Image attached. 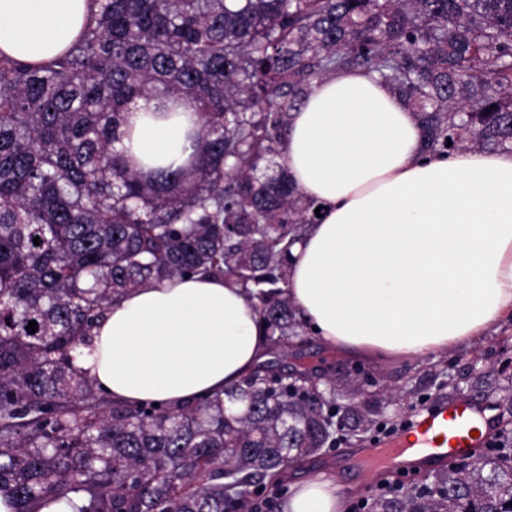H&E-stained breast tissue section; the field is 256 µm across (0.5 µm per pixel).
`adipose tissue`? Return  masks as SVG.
<instances>
[{"instance_id": "obj_1", "label": "adipose tissue", "mask_w": 512, "mask_h": 512, "mask_svg": "<svg viewBox=\"0 0 512 512\" xmlns=\"http://www.w3.org/2000/svg\"><path fill=\"white\" fill-rule=\"evenodd\" d=\"M90 0H0V54L50 61L90 16ZM130 105L122 147L136 170L184 164L198 115L179 99ZM401 97L351 67L313 82L282 153L321 216L293 246L288 295L329 352L408 361L484 335L512 317V153L427 152ZM81 367L130 405L181 406L224 392L272 360L254 305L229 279L185 275L134 289L92 331ZM334 480L291 486L282 512H341Z\"/></svg>"}]
</instances>
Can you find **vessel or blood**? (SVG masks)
<instances>
[{
    "mask_svg": "<svg viewBox=\"0 0 512 512\" xmlns=\"http://www.w3.org/2000/svg\"><path fill=\"white\" fill-rule=\"evenodd\" d=\"M483 423V433H474L475 423ZM497 433V418L487 404L465 396H452L420 409L410 429L368 449V458L391 468L424 464L436 459H467L474 449L488 447Z\"/></svg>",
    "mask_w": 512,
    "mask_h": 512,
    "instance_id": "b4317fda",
    "label": "vessel or blood"
}]
</instances>
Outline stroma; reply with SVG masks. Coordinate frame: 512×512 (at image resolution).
<instances>
[{"mask_svg":"<svg viewBox=\"0 0 512 512\" xmlns=\"http://www.w3.org/2000/svg\"><path fill=\"white\" fill-rule=\"evenodd\" d=\"M308 365L357 371L376 385H384L397 394V402L387 409L392 422L380 432H370L348 439L330 451L288 467L286 484L318 473L343 485L346 512H357L358 503L379 492L383 483L420 480L424 471L441 469V462L429 464L427 470L402 472L381 468L355 471L348 463L358 450L371 447L403 431L414 411L440 397L467 393L487 400L500 411V430L512 436V402L505 395L512 392V318L492 324L484 336L468 344L414 361L389 364L356 363L325 355L316 336H309L304 347Z\"/></svg>","mask_w":512,"mask_h":512,"instance_id":"35a3bbf8","label":"stroma"}]
</instances>
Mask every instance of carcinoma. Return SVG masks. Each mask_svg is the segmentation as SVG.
I'll return each instance as SVG.
<instances>
[{
	"label": "carcinoma",
	"instance_id": "obj_1",
	"mask_svg": "<svg viewBox=\"0 0 512 512\" xmlns=\"http://www.w3.org/2000/svg\"><path fill=\"white\" fill-rule=\"evenodd\" d=\"M91 2L54 60L0 55V492L14 512L71 494L79 512L269 510L262 490L376 426L387 395L358 372L265 366L193 406L128 405L77 362L123 293L189 273L243 288L294 352L288 256L317 216L286 164L260 172L291 112L314 80L358 67L431 151L512 152V0ZM171 98L195 103V161L139 174L115 146L124 113ZM363 509L512 512V440Z\"/></svg>",
	"mask_w": 512,
	"mask_h": 512
}]
</instances>
